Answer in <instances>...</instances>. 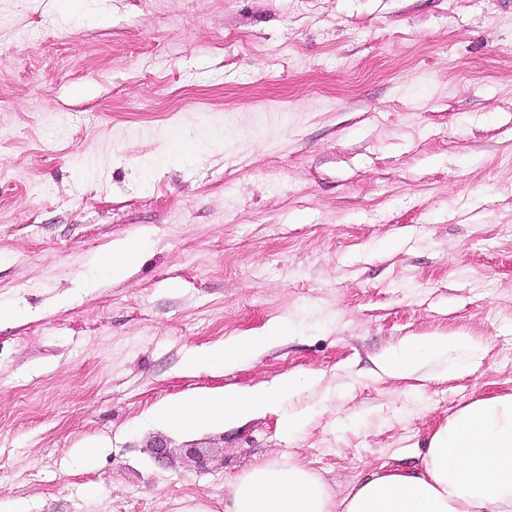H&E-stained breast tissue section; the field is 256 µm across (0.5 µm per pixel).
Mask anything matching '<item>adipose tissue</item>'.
I'll use <instances>...</instances> for the list:
<instances>
[{"mask_svg": "<svg viewBox=\"0 0 512 512\" xmlns=\"http://www.w3.org/2000/svg\"><path fill=\"white\" fill-rule=\"evenodd\" d=\"M451 350L472 353L476 345L462 335L410 337L380 367L409 373ZM306 384L288 376L269 387L202 392L163 405L155 417L183 430L231 425ZM225 496L227 512H512V394L460 408L434 433L418 466L370 470L342 496L299 464L268 462L228 482Z\"/></svg>", "mask_w": 512, "mask_h": 512, "instance_id": "ef3b65f1", "label": "adipose tissue"}]
</instances>
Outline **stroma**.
<instances>
[{
    "label": "stroma",
    "mask_w": 512,
    "mask_h": 512,
    "mask_svg": "<svg viewBox=\"0 0 512 512\" xmlns=\"http://www.w3.org/2000/svg\"><path fill=\"white\" fill-rule=\"evenodd\" d=\"M0 304L27 313L0 326V512H224L260 462L339 495L417 464L512 394V0H0ZM433 335L479 350L380 370ZM291 374L239 426L149 419ZM140 251L141 243L137 240L119 242L103 252L97 262L111 269L113 275H120L138 261ZM260 345V341L250 339L228 341L214 348L207 356L192 359L191 365L198 366L212 361L222 362L225 365L234 364L243 359L247 350L258 348Z\"/></svg>",
    "instance_id": "1"
}]
</instances>
